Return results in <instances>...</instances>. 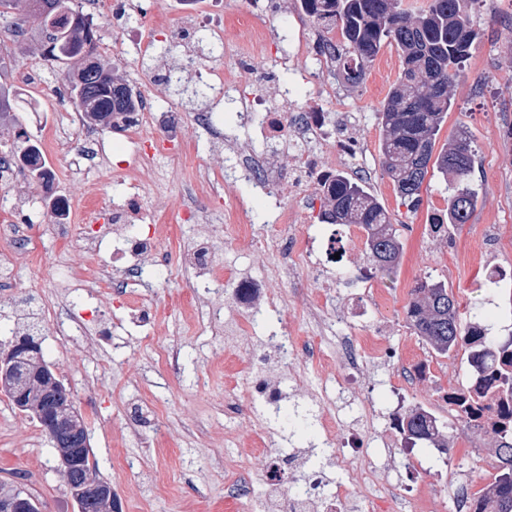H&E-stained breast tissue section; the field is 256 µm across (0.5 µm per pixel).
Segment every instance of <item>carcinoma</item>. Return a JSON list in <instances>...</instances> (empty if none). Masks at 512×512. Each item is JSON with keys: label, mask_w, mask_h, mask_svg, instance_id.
Returning <instances> with one entry per match:
<instances>
[{"label": "carcinoma", "mask_w": 512, "mask_h": 512, "mask_svg": "<svg viewBox=\"0 0 512 512\" xmlns=\"http://www.w3.org/2000/svg\"><path fill=\"white\" fill-rule=\"evenodd\" d=\"M35 0H0V16L12 17L8 30L24 35L21 16L34 13ZM67 8L68 21L45 27L43 47L54 61L66 65L68 90L89 125L113 129L124 125L139 102L129 85L114 75L112 63L96 56L100 28L75 0H58ZM480 0H430L426 9L412 14L402 0H301L305 13L327 31H338L339 41L325 39L331 58L348 78L360 80L381 48H397L401 72L382 110L383 169L408 211L422 203V185L434 171L447 180L448 209L432 218L437 226L466 224L478 199L471 185L475 148L460 130L448 144L436 149L438 135L453 106L451 89L477 38L470 11ZM9 154L19 163L23 177H46L37 144L27 132L17 131ZM323 209L327 224H357L364 231L370 270L392 273L399 265L402 241L388 210L363 181L334 173L324 185ZM414 334L437 356L459 351L466 356L469 381L448 394L457 420L466 428L481 422L483 405L497 408L493 432L497 437L496 474L472 498V512H512V336L501 340L477 323H462L453 292L442 281L424 280L411 292L405 307ZM396 428L406 443H428L441 453L451 450L453 434L444 422L422 406L397 417ZM62 448L90 449L83 419L74 421L58 438Z\"/></svg>", "instance_id": "cac0c4a2"}]
</instances>
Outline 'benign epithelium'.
I'll return each instance as SVG.
<instances>
[{
  "mask_svg": "<svg viewBox=\"0 0 512 512\" xmlns=\"http://www.w3.org/2000/svg\"><path fill=\"white\" fill-rule=\"evenodd\" d=\"M37 13L49 25L59 26L64 21L66 9L56 11L47 4H35ZM57 369L44 362L41 340L33 336H16L8 349L0 351V383L11 380V395L21 407H30L32 392L44 385L56 386ZM49 431L60 432L69 427L71 416L57 410L46 412L42 406L35 407ZM60 470L66 478L73 494L81 498L90 496L96 500L100 512H119L117 498L112 485L96 479L86 471L85 455H78L73 449L59 451ZM76 471L83 473V479L75 482L72 474ZM0 512H35L33 504L25 497L16 493L0 496Z\"/></svg>",
  "mask_w": 512,
  "mask_h": 512,
  "instance_id": "7a95c632",
  "label": "benign epithelium"
}]
</instances>
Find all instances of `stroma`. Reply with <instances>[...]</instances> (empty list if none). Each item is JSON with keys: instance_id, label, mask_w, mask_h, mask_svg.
<instances>
[{"instance_id": "35a3bbf8", "label": "stroma", "mask_w": 512, "mask_h": 512, "mask_svg": "<svg viewBox=\"0 0 512 512\" xmlns=\"http://www.w3.org/2000/svg\"><path fill=\"white\" fill-rule=\"evenodd\" d=\"M114 2L104 0L100 11L91 15L104 29L96 52L112 61L117 75L130 85L146 82L152 87L155 119L144 134L168 139L170 145L148 168L139 162L138 143L125 132L94 127L58 138L63 114L76 111L66 69L44 60L40 18L28 17L21 43L12 40L5 20H0V84L22 100L20 121L38 141L44 166L59 175L51 196L44 194L41 182L23 181L26 205L11 215L15 222L28 220L34 255L16 258L13 241L0 237V349L24 329V314H39L44 358L56 366L70 391L87 427L99 474L111 483L121 512H229L225 484L235 480L238 455L249 448L259 418L269 428L272 447L315 451L330 478L351 480L354 512H387L390 488L401 482L412 490L402 512H454L451 478L465 475L479 488L488 483L495 472L496 437L485 431L478 447H471L470 430L449 415L444 400L467 380V367L461 357L432 354L408 328L405 307L417 282L442 280L460 303L462 322L486 325L494 336L512 334V139L507 136L512 129V0H481L471 12L478 38L453 87L454 107L438 141L447 143L460 128L468 133L476 149L473 179L479 199L468 224H450L436 234L429 223L448 205L442 176L426 177L422 204L411 213L401 205L382 167L381 111L400 70L394 47H383L354 84L339 68L322 72L309 55L290 56L298 36L310 41L327 36L303 12L299 0H140L141 13L130 22L114 15ZM216 11L224 15V42L238 47L237 55L223 54L208 31L191 20L192 13ZM249 22L266 30V55L253 52L245 29ZM134 34L147 42V50L129 52ZM188 59L203 72L232 71L237 91L259 85L272 97L279 84L291 80L299 88L294 109L316 103L333 115L357 113L353 132L361 153L354 166L400 227L403 254L396 272L367 281L364 243L356 241L347 246L342 262L328 264V288L316 289L303 269L277 281L279 312L266 314L251 335L229 346L224 324L243 312L223 294L205 288L182 264V254L195 245L198 234L195 225L179 223L183 205L195 203L206 213L216 261L242 266L263 280L288 258L279 250L256 251L230 238L226 216L238 199H246L261 220H272L274 209L251 197L245 173L233 168L229 152L202 128L197 116L207 114L213 127L242 148L252 146L258 132L241 121L237 92L217 96L199 82L195 96L175 95L168 78L180 73ZM327 82L335 84V98L322 97ZM89 135L104 157L75 166L76 151ZM186 146L192 158L185 164L180 153ZM119 167L140 182L158 219L164 261L146 280L142 295L100 288L89 309H78L73 290L85 286L84 270H112L117 262L107 246L96 253L63 252L52 226L64 218L74 232L82 227L94 231L108 223L109 204L121 193L114 176ZM61 199L69 202L70 214H62L57 205ZM374 286L387 295L378 310L370 299ZM315 293L322 296L326 320H341L348 336L364 326L376 329L389 352L386 359L367 363L337 409L351 421L369 415L373 435L410 407L432 409L453 429L449 454L424 444L408 449L401 443L392 453L378 451L381 480L376 487H361L364 461L340 467L335 448L323 443L318 422V386L344 379L345 372L333 360L315 367L303 352L285 365L271 362V376L284 380L288 397L278 415H259L247 400L228 405L229 387L270 328L295 330L304 345L321 339L323 349L334 352L335 333L321 332L306 315L305 303ZM145 298L154 312L141 321L137 314ZM46 303L59 312L76 313L85 335L60 347L55 321L42 313ZM215 305L221 309L217 320L210 316ZM1 482L25 487L40 512H77L43 428L0 393Z\"/></svg>"}]
</instances>
